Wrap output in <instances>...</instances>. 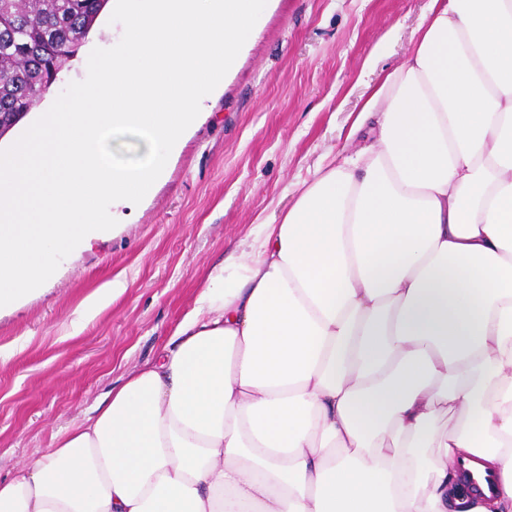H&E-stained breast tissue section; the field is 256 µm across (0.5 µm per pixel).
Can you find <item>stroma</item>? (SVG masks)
I'll use <instances>...</instances> for the list:
<instances>
[{"label": "stroma", "mask_w": 512, "mask_h": 512, "mask_svg": "<svg viewBox=\"0 0 512 512\" xmlns=\"http://www.w3.org/2000/svg\"><path fill=\"white\" fill-rule=\"evenodd\" d=\"M430 0H276L246 54L202 108L153 193L124 209L44 293L0 313V482L17 478L172 342L211 270L278 219L324 155L354 156L356 106L404 64ZM103 12L50 95L83 80L90 52L120 40ZM124 293L81 331L84 299Z\"/></svg>", "instance_id": "obj_1"}]
</instances>
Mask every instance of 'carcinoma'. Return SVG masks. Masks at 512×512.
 I'll return each mask as SVG.
<instances>
[{"mask_svg":"<svg viewBox=\"0 0 512 512\" xmlns=\"http://www.w3.org/2000/svg\"><path fill=\"white\" fill-rule=\"evenodd\" d=\"M108 0H0V121L15 126L56 82Z\"/></svg>","mask_w":512,"mask_h":512,"instance_id":"cac0c4a2","label":"carcinoma"}]
</instances>
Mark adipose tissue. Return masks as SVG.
<instances>
[{
	"instance_id": "obj_1",
	"label": "adipose tissue",
	"mask_w": 512,
	"mask_h": 512,
	"mask_svg": "<svg viewBox=\"0 0 512 512\" xmlns=\"http://www.w3.org/2000/svg\"><path fill=\"white\" fill-rule=\"evenodd\" d=\"M366 126L0 512H512V0H431Z\"/></svg>"
}]
</instances>
